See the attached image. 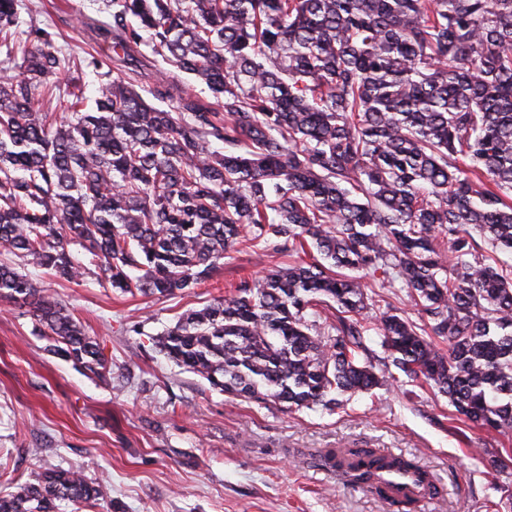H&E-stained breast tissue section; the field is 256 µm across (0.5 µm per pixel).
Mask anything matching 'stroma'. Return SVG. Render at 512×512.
<instances>
[{
	"instance_id": "1",
	"label": "stroma",
	"mask_w": 512,
	"mask_h": 512,
	"mask_svg": "<svg viewBox=\"0 0 512 512\" xmlns=\"http://www.w3.org/2000/svg\"><path fill=\"white\" fill-rule=\"evenodd\" d=\"M104 0H18L16 37L48 36L70 76L96 98L104 55L96 29ZM66 281L36 264L24 271L63 299L112 362V378L86 375L47 350L27 307L0 298V491L47 467L82 468L108 500L59 512H391L384 500L338 483L318 463L326 448H381L417 461L439 483L419 512H505L512 475L491 467L512 432L467 427L447 396L399 377L386 388L343 395L340 408L288 411L213 390L169 362L152 336L178 316L230 295L289 262L285 252L238 247L214 277L170 298L121 294L93 274Z\"/></svg>"
}]
</instances>
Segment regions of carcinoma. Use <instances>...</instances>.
<instances>
[{"label":"carcinoma","mask_w":512,"mask_h":512,"mask_svg":"<svg viewBox=\"0 0 512 512\" xmlns=\"http://www.w3.org/2000/svg\"><path fill=\"white\" fill-rule=\"evenodd\" d=\"M16 2L0 0V49L22 54L0 80V248L15 258L0 263V298L31 309L49 352L100 379L112 370L23 262L74 280L78 245L113 288L160 299L212 279L238 245L293 248L298 263L186 311L153 347L226 395L331 409L393 377L372 361L373 331L388 364L447 395L457 419L512 431V262H487L469 232L512 255V0H109L101 36L128 71L105 74L92 105L60 84L50 50L18 49ZM140 29L222 110L129 76ZM43 88L58 90L45 105ZM375 285L404 290L427 324L368 321ZM320 304L333 313L318 325ZM321 462L393 512L419 498L391 495L385 473L433 488L377 448H328ZM106 498L80 469L48 468L0 495V512Z\"/></svg>","instance_id":"1"}]
</instances>
